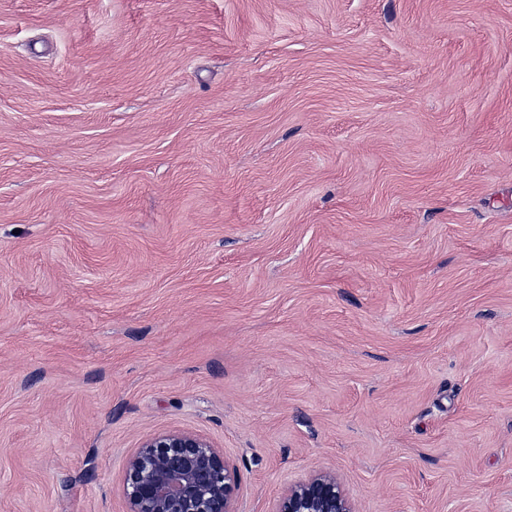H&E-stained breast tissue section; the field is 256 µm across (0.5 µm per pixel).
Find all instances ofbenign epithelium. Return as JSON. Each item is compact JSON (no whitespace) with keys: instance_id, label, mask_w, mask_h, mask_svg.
Returning a JSON list of instances; mask_svg holds the SVG:
<instances>
[{"instance_id":"benign-epithelium-1","label":"benign epithelium","mask_w":512,"mask_h":512,"mask_svg":"<svg viewBox=\"0 0 512 512\" xmlns=\"http://www.w3.org/2000/svg\"><path fill=\"white\" fill-rule=\"evenodd\" d=\"M239 481L205 436L169 430L147 438L127 459L123 494L129 512H237ZM277 512H355L336 476L318 472L292 485Z\"/></svg>"}]
</instances>
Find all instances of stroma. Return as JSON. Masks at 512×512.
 <instances>
[{
    "label": "stroma",
    "mask_w": 512,
    "mask_h": 512,
    "mask_svg": "<svg viewBox=\"0 0 512 512\" xmlns=\"http://www.w3.org/2000/svg\"><path fill=\"white\" fill-rule=\"evenodd\" d=\"M172 429L512 512V0H0V512Z\"/></svg>",
    "instance_id": "35a3bbf8"
}]
</instances>
